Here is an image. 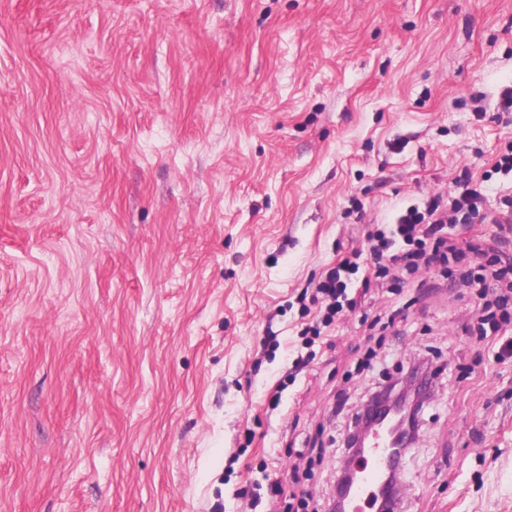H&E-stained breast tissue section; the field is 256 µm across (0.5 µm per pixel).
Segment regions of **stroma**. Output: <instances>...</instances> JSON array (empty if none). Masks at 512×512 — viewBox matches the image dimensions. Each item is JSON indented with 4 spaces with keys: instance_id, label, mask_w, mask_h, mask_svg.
<instances>
[{
    "instance_id": "stroma-1",
    "label": "stroma",
    "mask_w": 512,
    "mask_h": 512,
    "mask_svg": "<svg viewBox=\"0 0 512 512\" xmlns=\"http://www.w3.org/2000/svg\"><path fill=\"white\" fill-rule=\"evenodd\" d=\"M509 88L512 0H0V512H249L277 481L298 512L429 351L404 512H512V359L469 289L363 269L366 307L300 334L367 225L466 176L502 209Z\"/></svg>"
}]
</instances>
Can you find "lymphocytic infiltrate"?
Returning a JSON list of instances; mask_svg holds the SVG:
<instances>
[{"instance_id":"obj_1","label":"lymphocytic infiltrate","mask_w":512,"mask_h":512,"mask_svg":"<svg viewBox=\"0 0 512 512\" xmlns=\"http://www.w3.org/2000/svg\"><path fill=\"white\" fill-rule=\"evenodd\" d=\"M480 189L466 188L451 200L434 194L417 204L400 208L391 223L371 225L367 232L371 274L379 285L400 287L420 269L435 264H460L469 255H481L480 245L455 234L457 223L485 222L488 215ZM360 268L357 260L345 259L329 267L316 286L327 301L320 323L306 326L305 335L320 336L323 327L333 323L348 303L347 290ZM462 280L477 283L482 301L477 316L480 337L498 336L502 343L498 355L512 357V313L506 306L512 301V262L503 263L498 256L486 258L478 271H465Z\"/></svg>"}]
</instances>
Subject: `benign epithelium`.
I'll list each match as a JSON object with an SVG mask.
<instances>
[{
    "label": "benign epithelium",
    "instance_id": "1",
    "mask_svg": "<svg viewBox=\"0 0 512 512\" xmlns=\"http://www.w3.org/2000/svg\"><path fill=\"white\" fill-rule=\"evenodd\" d=\"M410 382L412 378L407 376L371 393L357 413L352 429L345 437L348 457L341 466L336 482L334 512H343L342 503L355 481L354 461L365 447L372 427L381 419L387 421L392 455V466L385 479V494L392 502L398 501L400 485L396 477L402 469L407 451L413 447L419 435L418 412L414 410V406L422 401V396L414 390L408 399L397 395L398 389Z\"/></svg>",
    "mask_w": 512,
    "mask_h": 512
}]
</instances>
